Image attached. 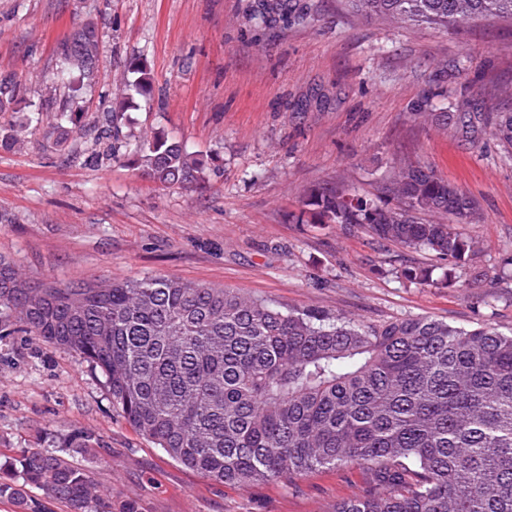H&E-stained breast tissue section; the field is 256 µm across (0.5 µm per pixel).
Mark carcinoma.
<instances>
[{"label":"carcinoma","instance_id":"carcinoma-1","mask_svg":"<svg viewBox=\"0 0 512 512\" xmlns=\"http://www.w3.org/2000/svg\"><path fill=\"white\" fill-rule=\"evenodd\" d=\"M356 11L459 31L474 22L512 21V0H347ZM270 0L259 17L288 14ZM57 77L73 90L99 60L94 23L59 42ZM128 97L151 91L147 66L130 69ZM14 83L0 79V112L13 110ZM48 132L64 146L92 128L70 120ZM23 117L0 131L21 141ZM492 133L512 145V112ZM141 175L160 185L202 189L207 160L165 132L136 145ZM398 204L337 186L303 200L311 224L364 228L382 247L427 250L441 262L436 284L460 282L474 242L453 224L417 214L475 218V202L433 171L399 164L383 187ZM398 278L433 281L405 265ZM15 319L56 348L99 369L112 405L172 460L219 483L246 489L329 467L370 476L332 512H512V332L426 317L380 324L341 312L290 309L233 288L166 276L106 284H47L0 261V324ZM88 431L61 433L0 463V499L19 512H112L78 457L101 447Z\"/></svg>","mask_w":512,"mask_h":512}]
</instances>
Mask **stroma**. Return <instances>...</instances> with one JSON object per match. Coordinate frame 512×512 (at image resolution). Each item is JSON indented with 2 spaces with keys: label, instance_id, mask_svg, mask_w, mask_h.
Returning a JSON list of instances; mask_svg holds the SVG:
<instances>
[{
  "label": "stroma",
  "instance_id": "stroma-1",
  "mask_svg": "<svg viewBox=\"0 0 512 512\" xmlns=\"http://www.w3.org/2000/svg\"><path fill=\"white\" fill-rule=\"evenodd\" d=\"M260 0H0V79L21 85L0 128L46 105L24 142L0 148V259L59 283L164 275L237 288L288 308L366 322L429 317L512 331V147L489 116L512 112V24L454 34L367 18L345 0H293L287 19H254ZM94 22L100 57L79 93L54 78L57 44ZM150 96L125 105L131 62ZM118 115L112 148L92 137L59 150L62 112ZM459 112L474 133L454 130ZM209 161L203 189L139 175L134 144L154 130ZM431 169L479 205L460 229L479 253L456 286L411 285L395 271L434 265L424 250L378 247L360 228L298 220L307 192L340 184L381 194L394 168ZM89 431L83 458L113 504L138 512H332L367 484L328 468L248 490L172 461L112 405L80 355L12 325L0 329V462Z\"/></svg>",
  "mask_w": 512,
  "mask_h": 512
}]
</instances>
